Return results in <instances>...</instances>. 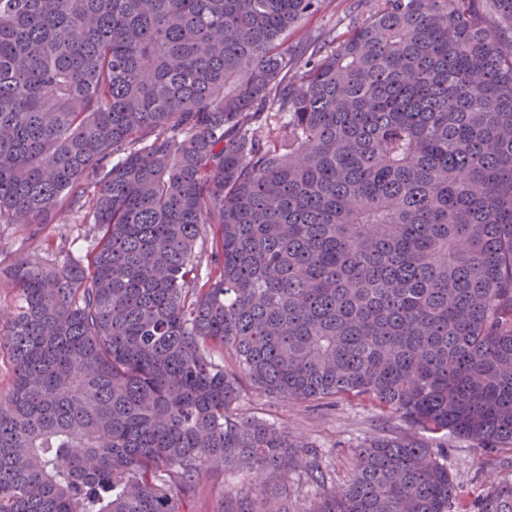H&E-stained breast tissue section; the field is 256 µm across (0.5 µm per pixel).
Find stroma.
<instances>
[{"instance_id": "stroma-1", "label": "stroma", "mask_w": 512, "mask_h": 512, "mask_svg": "<svg viewBox=\"0 0 512 512\" xmlns=\"http://www.w3.org/2000/svg\"><path fill=\"white\" fill-rule=\"evenodd\" d=\"M374 0H328L319 14L301 20L286 39L288 47L303 45L314 33L326 38H343L353 24L365 17ZM92 225L79 224L71 215L48 225L40 236L17 226L0 232V265L21 254L43 253L47 258L70 256L86 263L93 249ZM240 411L274 422L291 434L304 438L319 452L326 469L337 484L347 482L354 467L355 446L366 438L397 435L405 430L398 418L378 408L342 398L330 404L308 401L282 404L278 400L248 393ZM429 441L444 445L442 461L456 486L449 512H477L491 481L512 484V452L487 451L453 435L429 434Z\"/></svg>"}]
</instances>
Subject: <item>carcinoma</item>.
I'll return each instance as SVG.
<instances>
[{"label":"carcinoma","instance_id":"obj_1","mask_svg":"<svg viewBox=\"0 0 512 512\" xmlns=\"http://www.w3.org/2000/svg\"><path fill=\"white\" fill-rule=\"evenodd\" d=\"M325 4L0 0V226L97 230L86 268L0 267V512H193L227 469L220 512H288L297 469L314 512H448L412 432L512 450V0H377L283 47ZM248 390L407 432L338 486ZM305 478L303 472L291 471L274 479L273 487L278 492L288 491V507L292 506L293 511H310L317 506L318 491ZM247 480L244 476L226 473L223 481H212L203 484L198 489L197 507L202 512H215L223 508V491L229 487L247 486Z\"/></svg>","mask_w":512,"mask_h":512}]
</instances>
